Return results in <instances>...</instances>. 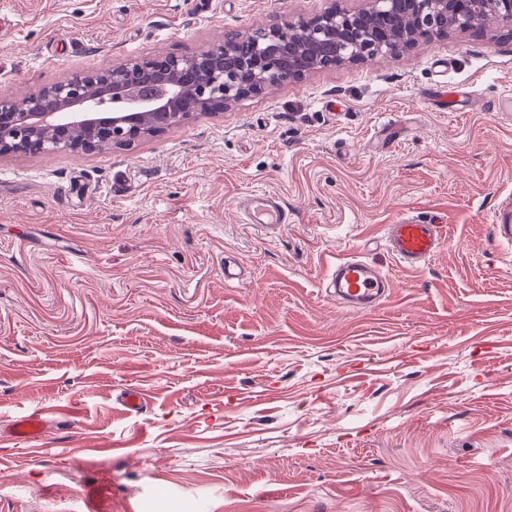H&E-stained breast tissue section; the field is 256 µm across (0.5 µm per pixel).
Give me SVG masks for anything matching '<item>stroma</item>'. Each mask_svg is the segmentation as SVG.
Returning <instances> with one entry per match:
<instances>
[{"mask_svg":"<svg viewBox=\"0 0 512 512\" xmlns=\"http://www.w3.org/2000/svg\"><path fill=\"white\" fill-rule=\"evenodd\" d=\"M334 4L366 0H0V96ZM509 88L512 38L456 33L128 147L0 157V429L49 412L45 454L0 441V512H512ZM254 191L287 224L246 223ZM431 214L447 237L405 268L385 227ZM350 256L379 306L332 299ZM492 237L501 246L512 243V193L502 195L491 215ZM341 304L353 309L373 306L388 291L389 279L378 267L360 257L336 262L328 287Z\"/></svg>","mask_w":512,"mask_h":512,"instance_id":"stroma-1","label":"stroma"}]
</instances>
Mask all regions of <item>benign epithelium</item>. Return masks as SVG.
<instances>
[{"label": "benign epithelium", "instance_id": "benign-epithelium-1", "mask_svg": "<svg viewBox=\"0 0 512 512\" xmlns=\"http://www.w3.org/2000/svg\"><path fill=\"white\" fill-rule=\"evenodd\" d=\"M479 7L488 12V23L512 32V0H371L360 10L333 5L313 17L285 16L229 33L155 71H132L141 60L130 58L104 76L74 73L19 99L0 97V155L33 149L45 154L93 152L130 143L150 135L156 123L172 128L201 112L230 109L286 81L392 54L394 29L369 22L372 12L389 17L405 9L412 26L432 38L441 28L468 29ZM286 32L292 37L287 43ZM240 43L250 44L248 55L239 54ZM74 128L85 130V143L70 142Z\"/></svg>", "mask_w": 512, "mask_h": 512}]
</instances>
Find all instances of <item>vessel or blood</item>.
<instances>
[{
    "label": "vessel or blood",
    "mask_w": 512,
    "mask_h": 512,
    "mask_svg": "<svg viewBox=\"0 0 512 512\" xmlns=\"http://www.w3.org/2000/svg\"><path fill=\"white\" fill-rule=\"evenodd\" d=\"M252 223L279 225L287 223L288 210L275 195L259 192L246 195L240 202ZM492 237L499 245L512 244V193L502 195L491 215ZM447 234L441 216L406 217L385 227L384 242L392 254L409 268L425 267L435 256ZM336 300L353 309H365L381 299L389 288L387 275L359 257H348L336 263L328 283ZM10 440L32 447L44 446L45 419L34 410L13 421L6 430Z\"/></svg>",
    "instance_id": "b4317fda"
}]
</instances>
